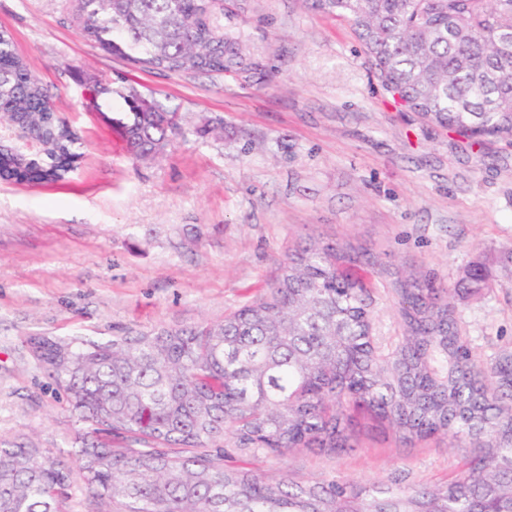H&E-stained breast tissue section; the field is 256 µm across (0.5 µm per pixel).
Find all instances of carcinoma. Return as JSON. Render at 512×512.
Returning <instances> with one entry per match:
<instances>
[{"mask_svg": "<svg viewBox=\"0 0 512 512\" xmlns=\"http://www.w3.org/2000/svg\"><path fill=\"white\" fill-rule=\"evenodd\" d=\"M100 50L160 73L248 71L219 27L224 0H63ZM346 21L395 103L480 148L512 144V0H303ZM11 33L0 29V179L65 180L83 139L51 115ZM115 120L134 159L181 128L129 93ZM380 262L352 244L288 250L268 287L220 322L94 340L29 343L87 431L65 466L44 448L0 444V512H69L74 477L113 512H512V350L488 369L462 336L452 299L492 287L481 263L463 288L395 281L401 335L376 336ZM406 445L444 436L462 466L444 485L297 482L237 465L233 449L284 457L354 447L357 415Z\"/></svg>", "mask_w": 512, "mask_h": 512, "instance_id": "carcinoma-1", "label": "carcinoma"}]
</instances>
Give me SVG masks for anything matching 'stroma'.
Wrapping results in <instances>:
<instances>
[{
    "label": "stroma",
    "mask_w": 512,
    "mask_h": 512,
    "mask_svg": "<svg viewBox=\"0 0 512 512\" xmlns=\"http://www.w3.org/2000/svg\"><path fill=\"white\" fill-rule=\"evenodd\" d=\"M0 27L85 143L64 182H0V440L66 459L85 431L28 344L219 321L265 288L278 260L309 238L377 257L379 336L399 335L396 269L453 288L475 261L493 288L456 301L483 366L512 349V146L482 149L402 110L372 77L351 28L301 0H233L221 27L250 56L247 72L167 74L133 67L85 41L60 0H0ZM109 82L111 101L84 87ZM136 89L177 113L185 131L136 161L114 120ZM223 136L198 138L204 123ZM269 476L397 477L430 485L458 469L447 440L403 446L361 420L354 448L240 455Z\"/></svg>",
    "instance_id": "1"
}]
</instances>
